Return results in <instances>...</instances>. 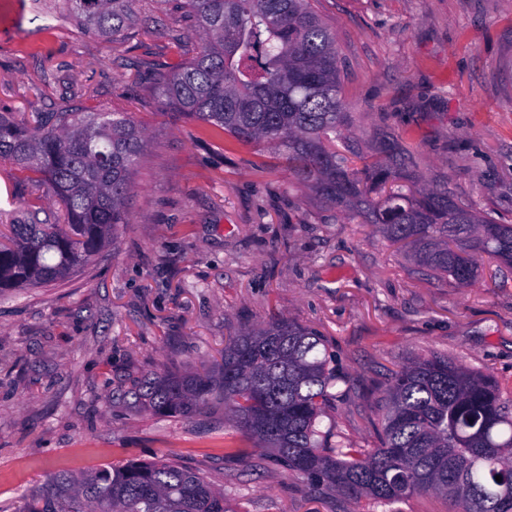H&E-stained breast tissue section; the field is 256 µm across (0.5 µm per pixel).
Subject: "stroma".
<instances>
[{"instance_id":"stroma-1","label":"stroma","mask_w":512,"mask_h":512,"mask_svg":"<svg viewBox=\"0 0 512 512\" xmlns=\"http://www.w3.org/2000/svg\"><path fill=\"white\" fill-rule=\"evenodd\" d=\"M345 61L347 156L387 132L427 186L512 224V0H314ZM193 45L164 0H139L134 35L81 32L63 0H0V111L82 104L146 128L127 224L68 282L0 295V512L47 479L166 460L235 512H362L288 476L211 400L189 417L125 396L151 372L212 369L229 337L277 317L317 331L337 380L333 440L380 443L391 373L424 353L512 385V278L467 288L434 276L348 212L296 186L266 149L160 115L151 77ZM29 201L0 163V220ZM243 448L228 456L225 443Z\"/></svg>"}]
</instances>
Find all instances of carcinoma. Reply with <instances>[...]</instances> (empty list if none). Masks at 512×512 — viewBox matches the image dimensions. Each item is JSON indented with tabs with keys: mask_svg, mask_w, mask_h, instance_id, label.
I'll return each instance as SVG.
<instances>
[{
	"mask_svg": "<svg viewBox=\"0 0 512 512\" xmlns=\"http://www.w3.org/2000/svg\"><path fill=\"white\" fill-rule=\"evenodd\" d=\"M139 0H65L82 29L128 39ZM193 55L154 76L162 114L243 146L271 149L292 178L370 224L418 265L466 288L489 260L512 270V224L485 218L448 188L421 184L408 149L384 140L356 168L336 150L350 123L344 61L311 0H173ZM146 142L134 120L74 102L56 112L0 113V161L36 191L0 239V293L67 278L128 223L131 178ZM60 214L40 218L42 195ZM318 333L273 319L228 339L217 372L150 373L125 392L144 409L192 416L224 400L235 426L291 476L356 502L414 493L452 512H512V394L497 378L443 356H415L391 375L381 447L331 445L319 429L336 374ZM501 476L496 481L495 476ZM20 512H234L205 479L165 462L126 461L80 478L51 476Z\"/></svg>",
	"mask_w": 512,
	"mask_h": 512,
	"instance_id": "carcinoma-1",
	"label": "carcinoma"
}]
</instances>
